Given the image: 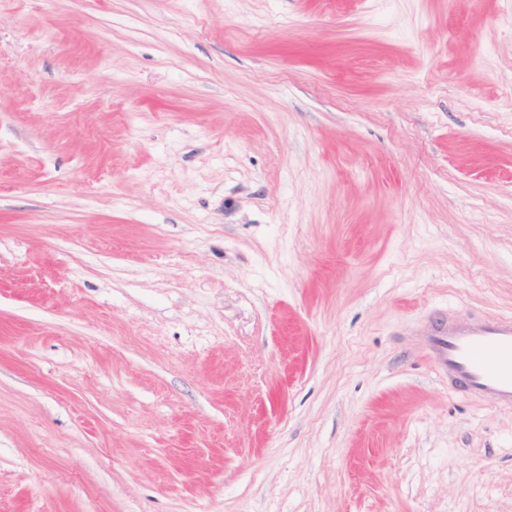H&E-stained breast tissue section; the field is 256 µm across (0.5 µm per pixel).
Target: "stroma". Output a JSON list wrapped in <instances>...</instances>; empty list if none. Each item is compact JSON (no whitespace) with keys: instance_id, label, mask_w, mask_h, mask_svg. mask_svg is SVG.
Listing matches in <instances>:
<instances>
[{"instance_id":"35a3bbf8","label":"stroma","mask_w":512,"mask_h":512,"mask_svg":"<svg viewBox=\"0 0 512 512\" xmlns=\"http://www.w3.org/2000/svg\"><path fill=\"white\" fill-rule=\"evenodd\" d=\"M512 0H0V512H512ZM431 336L443 357L448 382L492 404L512 407V318L448 326Z\"/></svg>"}]
</instances>
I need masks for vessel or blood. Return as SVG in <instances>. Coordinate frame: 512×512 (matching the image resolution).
I'll use <instances>...</instances> for the list:
<instances>
[{"label":"vessel or blood","instance_id":"vessel-or-blood-1","mask_svg":"<svg viewBox=\"0 0 512 512\" xmlns=\"http://www.w3.org/2000/svg\"><path fill=\"white\" fill-rule=\"evenodd\" d=\"M436 334L450 383L490 403L512 407V318L452 321Z\"/></svg>","mask_w":512,"mask_h":512}]
</instances>
